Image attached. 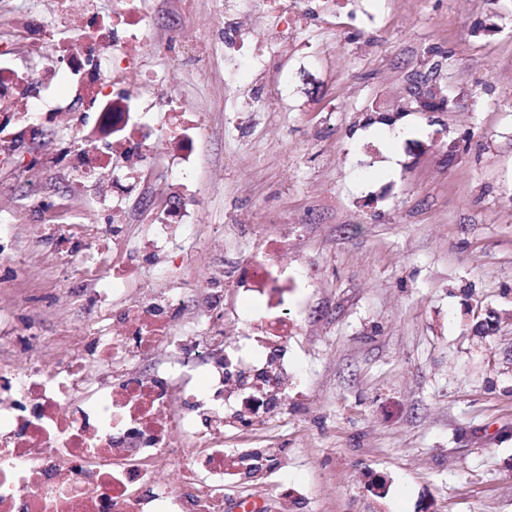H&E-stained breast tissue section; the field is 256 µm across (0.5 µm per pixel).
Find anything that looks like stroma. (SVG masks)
Here are the masks:
<instances>
[{
	"label": "stroma",
	"mask_w": 512,
	"mask_h": 512,
	"mask_svg": "<svg viewBox=\"0 0 512 512\" xmlns=\"http://www.w3.org/2000/svg\"><path fill=\"white\" fill-rule=\"evenodd\" d=\"M285 30L244 23L263 73L224 64L217 0H155L136 55L197 128L187 190L198 217L178 248L141 251L165 169L126 199L27 166L0 169V226L24 262L0 291V329H84L93 284L57 260L50 199L72 223L107 224L89 255L135 251L129 294L232 281L243 253L283 240L309 285L288 342L295 373L280 419L225 432L230 449L274 442L263 483L225 486L224 512H512V0H366ZM203 57L197 71L190 57ZM441 88L424 110L413 76ZM287 497H280V488Z\"/></svg>",
	"instance_id": "35a3bbf8"
}]
</instances>
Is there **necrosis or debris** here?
Segmentation results:
<instances>
[{
  "label": "necrosis or debris",
  "mask_w": 512,
  "mask_h": 512,
  "mask_svg": "<svg viewBox=\"0 0 512 512\" xmlns=\"http://www.w3.org/2000/svg\"><path fill=\"white\" fill-rule=\"evenodd\" d=\"M53 2V20L31 11L18 21L30 66L17 65L14 43L0 42V128L16 135L13 145L0 146V166L12 163L16 145L35 138L43 122L60 119L69 133L52 159L78 182L125 194L124 168H146L154 144L180 118L173 96L144 103L142 91L155 82L148 70L139 72V90L113 88L115 62H136L150 0H116L111 16L80 28L70 25L72 0ZM72 97L93 110L92 127L73 113ZM117 153L120 168L112 164ZM189 226L187 203L157 211L142 246L167 250ZM57 228L66 244L60 262L95 280L81 227L61 221ZM113 266L120 275L96 290L83 335L60 327L52 364L42 359L46 341L28 330L16 336L26 358L0 362V512H224L225 482L258 477L267 467L264 448L225 455L224 430L253 423L243 406L252 392L275 406L288 388L289 296L303 281L300 272L248 257L235 288L258 299L261 314L249 320L247 334L233 336L224 326V290L211 282L142 291L104 328L103 309L123 301L132 254L116 250ZM188 306L196 322L187 327L179 320ZM162 357L170 365L165 375L145 371ZM174 467L180 484L162 482Z\"/></svg>",
  "instance_id": "1"
}]
</instances>
